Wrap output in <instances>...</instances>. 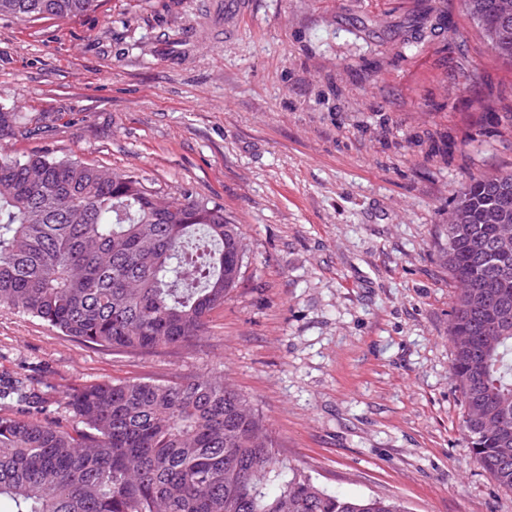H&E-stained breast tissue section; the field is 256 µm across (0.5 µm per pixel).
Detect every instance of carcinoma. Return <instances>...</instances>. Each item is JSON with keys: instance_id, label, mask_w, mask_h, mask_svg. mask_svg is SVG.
I'll use <instances>...</instances> for the list:
<instances>
[{"instance_id": "carcinoma-1", "label": "carcinoma", "mask_w": 512, "mask_h": 512, "mask_svg": "<svg viewBox=\"0 0 512 512\" xmlns=\"http://www.w3.org/2000/svg\"><path fill=\"white\" fill-rule=\"evenodd\" d=\"M483 32L493 0H464ZM100 0H0V16L65 20ZM20 128L0 110V136ZM441 254L454 282L486 289L490 318L459 291L448 336L467 448L512 490V173L457 196ZM245 254L224 205L174 198L142 173L0 152V306L82 343L187 349L240 279ZM27 408L0 415V500L9 512H405L397 500L328 493L286 465L263 417L226 381L98 382L65 395L79 426Z\"/></svg>"}]
</instances>
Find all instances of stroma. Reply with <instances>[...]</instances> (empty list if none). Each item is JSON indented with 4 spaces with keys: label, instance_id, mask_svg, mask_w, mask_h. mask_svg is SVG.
<instances>
[{
    "label": "stroma",
    "instance_id": "obj_1",
    "mask_svg": "<svg viewBox=\"0 0 512 512\" xmlns=\"http://www.w3.org/2000/svg\"><path fill=\"white\" fill-rule=\"evenodd\" d=\"M102 0L0 17V151L139 171L223 204L242 274L195 347L122 353L0 306V376L64 399L102 381L227 379L288 466L406 512H512L472 458L439 249L474 177L512 172V66L463 0L404 43L418 0Z\"/></svg>",
    "mask_w": 512,
    "mask_h": 512
}]
</instances>
